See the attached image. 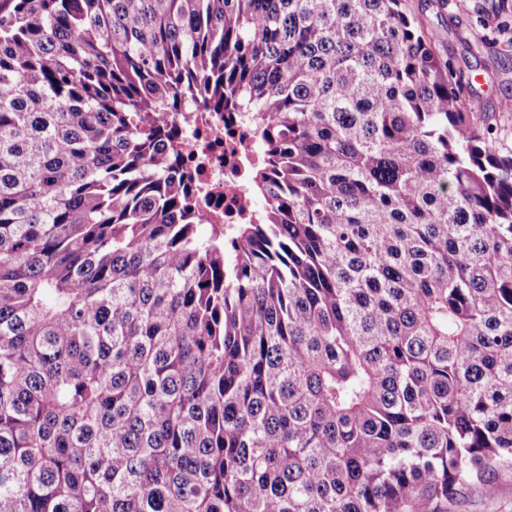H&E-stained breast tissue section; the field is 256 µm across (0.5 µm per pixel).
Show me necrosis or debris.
<instances>
[{
  "instance_id": "obj_1",
  "label": "necrosis or debris",
  "mask_w": 512,
  "mask_h": 512,
  "mask_svg": "<svg viewBox=\"0 0 512 512\" xmlns=\"http://www.w3.org/2000/svg\"><path fill=\"white\" fill-rule=\"evenodd\" d=\"M167 122L178 131L174 151L190 187L199 192L202 213L235 223L248 199L250 129L235 112H175Z\"/></svg>"
}]
</instances>
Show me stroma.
<instances>
[{"mask_svg":"<svg viewBox=\"0 0 512 512\" xmlns=\"http://www.w3.org/2000/svg\"><path fill=\"white\" fill-rule=\"evenodd\" d=\"M454 78L464 85L477 124L494 129L498 146L512 149V0H408ZM495 495H466L459 512H512V475L495 479Z\"/></svg>","mask_w":512,"mask_h":512,"instance_id":"1","label":"stroma"}]
</instances>
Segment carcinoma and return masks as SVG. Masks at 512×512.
<instances>
[{
    "label": "carcinoma",
    "mask_w": 512,
    "mask_h": 512,
    "mask_svg": "<svg viewBox=\"0 0 512 512\" xmlns=\"http://www.w3.org/2000/svg\"><path fill=\"white\" fill-rule=\"evenodd\" d=\"M406 0H0V512H452L512 470V150ZM244 112L201 236L164 114Z\"/></svg>",
    "instance_id": "cac0c4a2"
}]
</instances>
